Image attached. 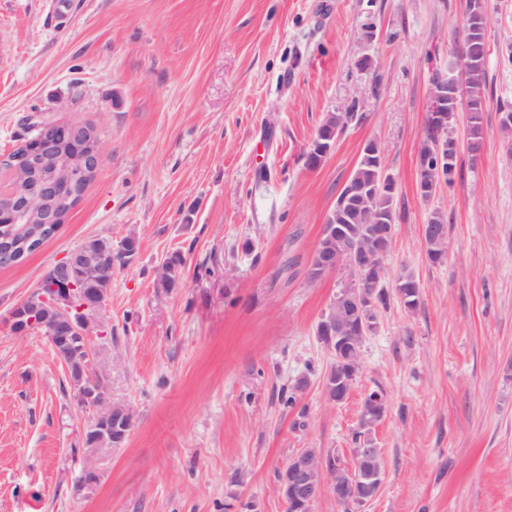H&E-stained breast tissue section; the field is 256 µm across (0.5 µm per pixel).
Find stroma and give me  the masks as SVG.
I'll return each mask as SVG.
<instances>
[{
	"mask_svg": "<svg viewBox=\"0 0 512 512\" xmlns=\"http://www.w3.org/2000/svg\"><path fill=\"white\" fill-rule=\"evenodd\" d=\"M486 101L478 163L418 192L436 71L462 36L463 0H0V153L24 117L92 124L102 160L59 230L0 267V512H286L277 476L301 449L350 457L366 393L389 411L371 437L384 481L363 512H512V0H484ZM374 31L366 39L365 31ZM374 62L359 68L361 58ZM357 103L317 168L328 113ZM395 177L391 299L346 400L326 399L315 336L339 277H307L336 197L370 140ZM447 217L448 255L424 226ZM135 237L112 271L102 365L135 410L125 443L79 488L80 406L39 331L10 311L90 237ZM179 288H157L170 252ZM212 273H204L202 264ZM297 407L277 394L299 377Z\"/></svg>",
	"mask_w": 512,
	"mask_h": 512,
	"instance_id": "obj_1",
	"label": "stroma"
}]
</instances>
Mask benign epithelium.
<instances>
[{
	"label": "benign epithelium",
	"instance_id": "7a95c632",
	"mask_svg": "<svg viewBox=\"0 0 512 512\" xmlns=\"http://www.w3.org/2000/svg\"><path fill=\"white\" fill-rule=\"evenodd\" d=\"M456 56L457 66L451 73L434 80L430 111L437 123L443 121L444 112L450 109L455 113L462 108L468 109L465 87L467 41H462ZM36 130V136L27 142L34 160L47 158L62 138L70 137L81 142V149L67 159L56 185L70 188L75 174L97 169L102 146L94 131L68 132L51 119L39 121ZM56 185L37 183L29 172L20 168L0 177V222L13 224L30 219L40 224L64 223L63 218L54 216L58 197ZM395 188V177L387 172L374 186H348L343 203L360 206L373 193ZM394 233V225L378 221L365 237L355 239L350 237L345 225L326 223L307 271L311 280L341 276L340 286L317 322L315 336L331 356L332 366L336 369V385L344 387L346 393L362 371V353L354 355L352 350L363 347L380 325L377 299L382 289L371 280L370 273L378 260L387 257ZM424 234L428 248L447 249L448 231L433 226L424 229ZM115 264L113 252L103 259L83 247L73 249L51 267L52 288L49 293L39 296L41 306L57 314L47 332L52 346L67 344L73 339L81 342V348L68 364L78 365L88 376V382L77 391L79 403L92 412V424L85 436L95 438L97 443L95 448L84 449L80 459L81 475L87 486L96 483L97 461L101 454L112 449V424L121 422L131 429L135 423L133 408L112 402L106 385H98L105 374L91 342L94 334L106 335L100 311L106 305L108 292L99 288V280L112 277ZM9 322L19 333L41 326L37 308L27 307L23 302L10 312ZM365 400L368 414L379 419L385 416L388 399L384 392L373 390ZM377 453L378 449L371 445L352 449L355 460L370 464L369 468L361 470L357 466H348L334 452L326 455L314 448H305L291 457L279 473V497L287 505H301L304 512H312L313 505L327 492L351 506H364L375 497L382 481V470L375 463Z\"/></svg>",
	"mask_w": 512,
	"mask_h": 512
}]
</instances>
